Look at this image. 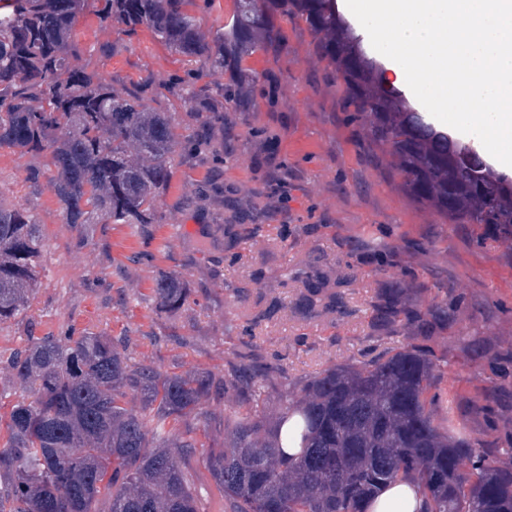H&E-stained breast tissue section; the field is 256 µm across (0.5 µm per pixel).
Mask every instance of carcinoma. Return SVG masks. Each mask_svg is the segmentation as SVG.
<instances>
[{
    "instance_id": "carcinoma-1",
    "label": "carcinoma",
    "mask_w": 512,
    "mask_h": 512,
    "mask_svg": "<svg viewBox=\"0 0 512 512\" xmlns=\"http://www.w3.org/2000/svg\"><path fill=\"white\" fill-rule=\"evenodd\" d=\"M102 2L101 27L113 39L98 45L99 57L146 29L181 57L184 76L141 75L115 92L73 39L85 0H11L0 13V147L50 152L48 187L78 239L88 224L160 223L179 134L174 112L149 102L182 101L203 128L197 145L211 146L224 100L237 112L255 108L259 75L243 63L257 53L278 59L289 20L312 35L327 62L322 79L341 90V120L373 166L399 178L438 223L471 226L476 245L512 243V181L406 108L334 0H233L224 24L207 32L189 11L194 0ZM226 67L229 88L217 79ZM42 249L40 225L0 201V323L25 315ZM343 284L306 282L305 307L335 309ZM189 296L178 274L156 273L158 314L174 317ZM406 299V289L389 288L374 305L406 343L315 373L274 419L253 387L243 410L215 412L224 379L133 363L128 336L30 337L0 369L19 392L0 418V512H205L188 478L200 423L231 436L205 456L231 512H362L365 498L403 480L421 484L425 512H512V433L501 444L454 439V409L430 393L440 375L424 341L456 322L458 305L446 288L424 308ZM463 408L493 425L512 411V390L496 386ZM289 422L298 456L279 445Z\"/></svg>"
}]
</instances>
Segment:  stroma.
<instances>
[{
  "instance_id": "stroma-1",
  "label": "stroma",
  "mask_w": 512,
  "mask_h": 512,
  "mask_svg": "<svg viewBox=\"0 0 512 512\" xmlns=\"http://www.w3.org/2000/svg\"><path fill=\"white\" fill-rule=\"evenodd\" d=\"M284 31L288 51L280 60L257 54L246 62L259 73L274 70L280 90L257 82L256 109L234 114L227 131L232 158L176 152L163 220L147 229L90 224L76 234L45 181L54 172L49 154L0 148V198L27 209L44 235L28 313L0 323L1 362L30 337L68 331L132 336L133 362L176 373L203 369L227 377L250 353L283 366L259 385L273 416L285 391H299L314 373L402 345V337L378 329L374 303L403 282L463 299L457 322L429 341L450 405L489 383H512V365L490 367L479 346L458 340L463 334L512 347V246H476L467 228L438 223L397 180L374 169L339 119L340 93L321 80L326 65L304 24H285ZM99 70L120 89L150 72L182 74L183 64L144 30ZM33 170L44 180L31 182ZM274 173L288 177L283 212L253 194ZM233 209L244 221L223 229ZM159 268L179 272L192 291L170 319L154 308ZM314 275L346 277L342 311L301 314L303 283ZM173 330L183 343L168 340Z\"/></svg>"
}]
</instances>
